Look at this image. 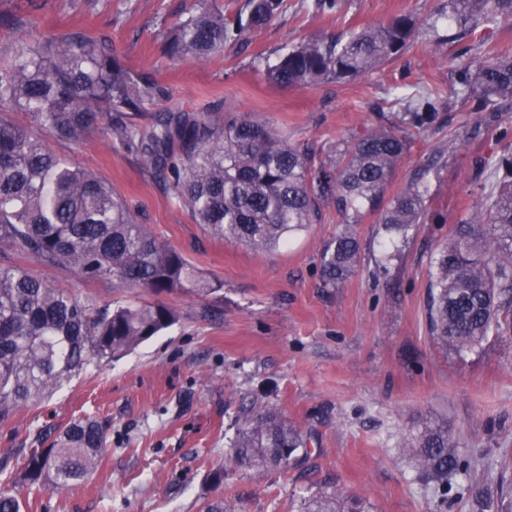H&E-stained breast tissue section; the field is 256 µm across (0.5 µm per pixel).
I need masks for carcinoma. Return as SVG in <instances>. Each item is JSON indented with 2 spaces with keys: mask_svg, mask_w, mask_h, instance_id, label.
Returning a JSON list of instances; mask_svg holds the SVG:
<instances>
[{
  "mask_svg": "<svg viewBox=\"0 0 512 512\" xmlns=\"http://www.w3.org/2000/svg\"><path fill=\"white\" fill-rule=\"evenodd\" d=\"M314 6L335 17L346 0H314ZM285 8V0H244L227 15L203 3L170 34L168 51L173 58H211L226 44L248 42ZM444 19L453 30L449 38L462 41L512 19V0H448ZM415 34L414 18L401 12L345 37L302 41L280 54L264 76L293 88L350 80L396 58ZM452 91L481 117L471 133L497 131L503 151L494 163L493 190L454 224L430 260V331L442 347L462 353L489 336L512 333V52L489 49L454 63ZM442 98L440 87L424 84L397 120L336 142L316 162L282 131L250 117L224 124L208 113L167 107L151 125H136L131 112L165 93L114 57L107 38L77 30L39 40L21 36L0 56V245L50 265H69L87 281L112 279L153 292L220 291L221 282L200 277L180 252L138 223L110 184L51 149L52 141H82L98 121L106 136L137 150L144 169L171 174L197 223L228 243L255 251L284 246L317 223L325 204L336 205L347 224L378 210L379 223L405 240L425 223L436 161L385 205L383 195L414 134L448 124L438 110ZM17 109L29 113L36 130L13 122L10 113ZM359 252L350 229L336 236L322 255L326 284L343 282ZM175 319L166 305L100 306L23 270L0 268V423L42 403L88 366L135 349ZM238 422L234 457L244 469L285 467L306 447L300 428L271 409L255 406ZM106 445L101 422L74 420L50 446L30 449L15 468H0V512H24L26 501L14 494L19 484L60 492L95 474ZM456 448L448 427L430 422L407 444V453L418 470L443 480L459 464ZM482 507L512 512V487ZM304 512L365 507L334 489L306 500Z\"/></svg>",
  "mask_w": 512,
  "mask_h": 512,
  "instance_id": "carcinoma-1",
  "label": "carcinoma"
}]
</instances>
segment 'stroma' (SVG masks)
Segmentation results:
<instances>
[{
    "instance_id": "obj_1",
    "label": "stroma",
    "mask_w": 512,
    "mask_h": 512,
    "mask_svg": "<svg viewBox=\"0 0 512 512\" xmlns=\"http://www.w3.org/2000/svg\"><path fill=\"white\" fill-rule=\"evenodd\" d=\"M194 0H0L29 20L33 37L81 28L108 38L128 68L152 76L165 105L144 104L133 120L152 124L161 107L209 112L224 122L248 115L279 127L290 143L322 157L328 145L376 124L390 101L417 84L449 88L453 58L463 50L446 29H432L447 0H348L335 18L313 0L287 9L246 49L173 61L165 36ZM411 14L416 38L381 68L357 79L312 88L268 83L264 70L283 49L305 39ZM449 126L417 135L386 187L395 196L428 159L439 163L417 225L393 257L380 243L377 214L355 227L360 260L344 282L321 278L324 250L345 228L334 206L288 245L256 252L212 236L197 224L172 177L146 173L136 152L100 130L53 151L111 183L139 223L182 253L219 292L153 293L115 281L84 280L70 267L0 245V267L41 276L99 304L159 303L177 321L136 350L90 365L41 404L0 423V464L15 463L38 432L58 434L90 416L106 427L101 469L71 490L20 488L28 512H202L220 498L231 512H299L316 492L342 489L367 512H480L472 490L498 492L512 478V335L456 354L432 336L427 317L429 257L475 197L474 163L494 154V134L470 135L474 113L455 99ZM388 270L374 275L378 260ZM275 410L307 438L297 465L255 472L232 457L241 407ZM448 427L460 465L447 482L421 473L404 453L425 421ZM223 470L221 483L211 475Z\"/></svg>"
}]
</instances>
